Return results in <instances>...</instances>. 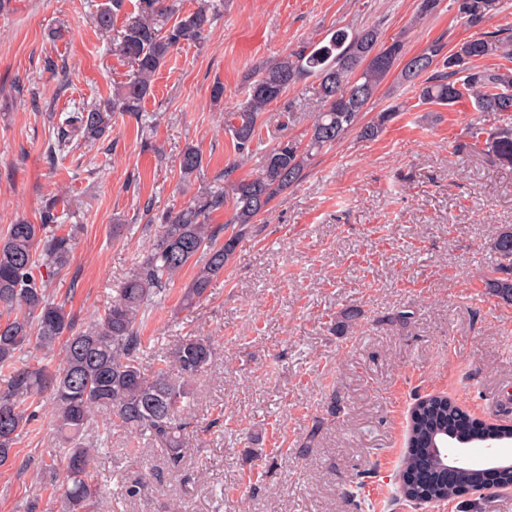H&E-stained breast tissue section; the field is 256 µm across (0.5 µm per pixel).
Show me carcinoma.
I'll return each mask as SVG.
<instances>
[{"instance_id":"cac0c4a2","label":"carcinoma","mask_w":512,"mask_h":512,"mask_svg":"<svg viewBox=\"0 0 512 512\" xmlns=\"http://www.w3.org/2000/svg\"><path fill=\"white\" fill-rule=\"evenodd\" d=\"M457 16L479 30L498 14L502 0H452ZM126 0H109L93 18L95 27L112 33L113 50L131 70L112 94L90 109L69 113L58 129L59 148L74 138L93 143L112 128L116 115L135 117L153 96L154 77L177 48L199 44L217 14L215 0H199L185 10L179 0H138L130 11ZM427 67L415 73L406 63L404 40H385L381 29L339 27L328 40L308 43L265 62L235 110L224 113V130L231 136L234 158L224 177L245 164L259 140L263 112L288 88L309 78L318 82L322 109L306 131V142L287 140L265 152L257 173L230 183L231 196L210 192L169 212L150 250L136 264L112 304L97 321L78 328L67 302H53L47 277L69 264L74 231L60 232L57 206L51 199L42 208L40 223L19 221L0 237V467L17 458L16 445L48 405L59 448L44 466L62 473L52 486L59 512H108L109 505L94 479V461L103 435L116 427L137 440L146 438L166 454L174 471L190 452L185 441L184 410L192 383L211 365L215 347L208 336H185L150 372L142 370L139 354L146 314L164 300L166 286L188 266L195 268L183 289L181 308L207 297L213 280L224 273L237 243L252 232L257 218L272 202L299 182L316 156L354 133L364 141L378 139L398 109L386 108L369 121L364 112L391 75L415 93L419 103L452 106L463 98L477 111L512 120V33L481 32L450 51L437 39L419 52ZM495 57L504 63L491 68L474 65ZM495 153L512 160V128L496 137ZM202 154L194 146L182 152L181 176L199 171ZM232 199L229 220L211 224L213 212ZM491 249L496 264L485 287L502 302L512 304V225L496 231ZM60 346L59 359L52 352ZM464 414L444 395H435L411 408L409 444L429 438L481 442L492 434L512 437L495 423H479L460 437L448 421ZM401 496L421 504L449 501L453 489L419 482L415 459L403 463Z\"/></svg>"}]
</instances>
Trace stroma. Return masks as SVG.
Masks as SVG:
<instances>
[{
	"label": "stroma",
	"instance_id": "1",
	"mask_svg": "<svg viewBox=\"0 0 512 512\" xmlns=\"http://www.w3.org/2000/svg\"><path fill=\"white\" fill-rule=\"evenodd\" d=\"M107 3L8 0L0 11V234L66 198L60 222L80 232L47 289L80 326L111 304L162 214L225 189L224 114L263 62L346 25L380 24L412 55L470 35L452 0L422 22L419 0H224L204 43L182 46L156 74L143 119L119 116L106 140L54 151L69 112L108 97L129 71L92 21ZM60 26L65 38L52 40ZM395 104L403 110L381 137L347 136L277 197L207 300L181 310L188 267L148 314L144 370L189 335L212 337L216 353L185 412L182 472L155 443L113 431L94 465L113 512H512V493L494 488L440 506L398 501L418 400L445 394L473 419L512 424V305L482 281L496 229L512 224V163L493 157L501 120L479 118L472 103L421 106L391 78L372 108ZM320 109L315 83L288 89L262 115L263 148L303 140ZM476 122L486 132L469 153L461 145ZM190 145L202 166L184 179ZM403 310L410 321H397ZM53 445L44 411L15 464L0 468V512H24L36 495L37 512H49L41 460ZM145 478L150 494L129 496Z\"/></svg>",
	"mask_w": 512,
	"mask_h": 512
}]
</instances>
